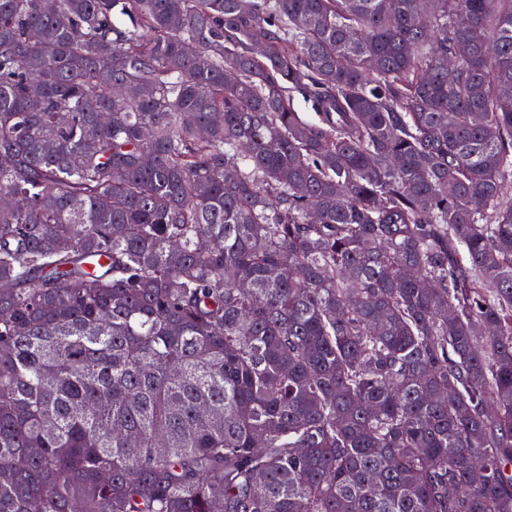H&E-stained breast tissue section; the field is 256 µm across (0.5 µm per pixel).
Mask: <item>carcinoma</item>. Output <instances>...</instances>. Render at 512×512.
<instances>
[{
  "label": "carcinoma",
  "mask_w": 512,
  "mask_h": 512,
  "mask_svg": "<svg viewBox=\"0 0 512 512\" xmlns=\"http://www.w3.org/2000/svg\"><path fill=\"white\" fill-rule=\"evenodd\" d=\"M508 88L512 0H0V512H512Z\"/></svg>",
  "instance_id": "1"
}]
</instances>
